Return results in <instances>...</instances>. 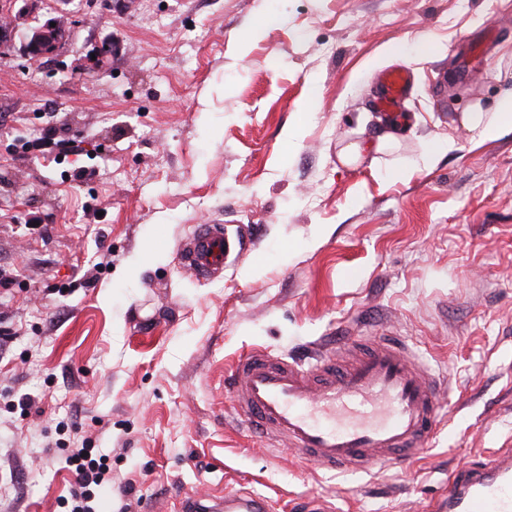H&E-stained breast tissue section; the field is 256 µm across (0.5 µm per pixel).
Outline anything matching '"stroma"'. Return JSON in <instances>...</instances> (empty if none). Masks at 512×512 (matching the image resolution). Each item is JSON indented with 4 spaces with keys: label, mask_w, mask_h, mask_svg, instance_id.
Returning a JSON list of instances; mask_svg holds the SVG:
<instances>
[{
    "label": "stroma",
    "mask_w": 512,
    "mask_h": 512,
    "mask_svg": "<svg viewBox=\"0 0 512 512\" xmlns=\"http://www.w3.org/2000/svg\"><path fill=\"white\" fill-rule=\"evenodd\" d=\"M72 9L51 62L0 55V512H69L65 459L85 445L112 472L99 512H176L179 491L433 512L455 471L512 452V132L477 142L456 120L512 93V0ZM394 63L413 74L408 128L342 165L386 129L374 77ZM50 127L80 153L11 161ZM217 223L248 246L202 280L180 247ZM393 335L439 378L417 461L335 476L234 411L225 376L251 349ZM389 132L385 133L383 136L379 137L377 142L375 143H362V142H351L344 147H342L339 151V158L345 163H357L360 161L364 154H369L370 152H379L383 145L387 142L390 144L396 143L399 140V125L397 122L390 123Z\"/></svg>",
    "instance_id": "35a3bbf8"
}]
</instances>
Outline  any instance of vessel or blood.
I'll return each mask as SVG.
<instances>
[{
    "label": "vessel or blood",
    "mask_w": 512,
    "mask_h": 512,
    "mask_svg": "<svg viewBox=\"0 0 512 512\" xmlns=\"http://www.w3.org/2000/svg\"><path fill=\"white\" fill-rule=\"evenodd\" d=\"M410 81L406 67L382 71L378 108L398 111ZM234 250L224 225L201 224L184 243L181 262L210 279L223 273ZM225 388L237 415L270 442L288 443L298 458L352 477L417 457L440 425L435 376L402 336L363 345L342 369L328 352L307 364L256 348L232 366ZM224 512H273V506L247 493L225 498ZM435 512H512V456L494 455L481 468L456 472Z\"/></svg>",
    "instance_id": "b4317fda"
}]
</instances>
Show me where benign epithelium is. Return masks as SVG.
Returning a JSON list of instances; mask_svg holds the SVG:
<instances>
[{"instance_id":"1","label":"benign epithelium","mask_w":512,"mask_h":512,"mask_svg":"<svg viewBox=\"0 0 512 512\" xmlns=\"http://www.w3.org/2000/svg\"><path fill=\"white\" fill-rule=\"evenodd\" d=\"M45 0H3L0 4V51L15 44L17 30L25 25L27 33L21 43L23 56L32 63L49 60L66 45L69 22L64 5L67 0H53L49 17L38 18Z\"/></svg>"}]
</instances>
